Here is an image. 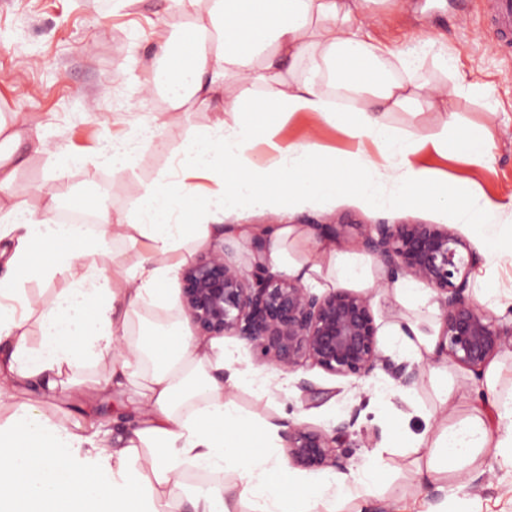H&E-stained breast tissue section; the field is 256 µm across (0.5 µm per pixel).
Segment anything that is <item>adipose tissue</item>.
I'll return each mask as SVG.
<instances>
[{
	"mask_svg": "<svg viewBox=\"0 0 512 512\" xmlns=\"http://www.w3.org/2000/svg\"><path fill=\"white\" fill-rule=\"evenodd\" d=\"M381 0H170L185 16L182 27L156 33L149 53L139 57L140 90L162 88L171 109L193 106L213 113L173 154L166 172L146 185L134 205L113 213L97 208L98 224H66L55 217L70 196L72 168L134 169L148 143L167 126L152 112L132 134L113 138L93 154H56L52 185L42 211L12 193L23 142L34 151L44 139L0 121V235L16 243L0 277V398L30 380L55 388L68 370L108 364L114 378L140 386L142 424L123 447L69 428L31 403L19 404L0 424V512H166L191 466L236 475L249 512H336L339 501L373 494L378 470L365 463L350 474H332L321 486L300 485L287 466L270 456L281 436L278 426H253L241 419L233 399L241 385L266 394L283 382L270 372L241 370L224 354L178 327H149L144 312L174 310L177 271L193 250L233 236L262 238L271 273L301 278L318 288L369 287V262L342 253L334 238L309 224H247V215L325 210L336 202L335 185H351L354 202L379 213L428 206L453 224L474 225L480 235L512 255V236L501 227L512 213L486 195L449 183L422 155L455 154L462 163L488 165L490 151L477 148L478 133L459 125L448 104L482 95L481 84L453 75L446 50L431 53L424 40L407 52L365 39L360 16ZM450 74L439 96L420 72L427 54ZM364 65L359 81L351 65ZM263 101L280 120L309 113L342 127L357 143L376 146V155L349 153L344 165L316 134L301 141L280 136L279 123L257 120ZM415 117L412 129L393 126L388 116ZM444 116L442 129L424 133L417 119ZM139 235L146 255L132 267L106 270L95 255L110 239ZM314 241L313 252L302 243ZM83 243L79 252L48 254V244ZM61 280L52 304L33 310L19 289L22 275ZM37 321L31 338L29 321ZM497 429L477 418L420 435L415 447L431 445L426 472L457 470L488 448L512 447V398L493 400Z\"/></svg>",
	"mask_w": 512,
	"mask_h": 512,
	"instance_id": "ef3b65f1",
	"label": "adipose tissue"
}]
</instances>
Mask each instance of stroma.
Segmentation results:
<instances>
[{
    "label": "stroma",
    "instance_id": "stroma-1",
    "mask_svg": "<svg viewBox=\"0 0 512 512\" xmlns=\"http://www.w3.org/2000/svg\"><path fill=\"white\" fill-rule=\"evenodd\" d=\"M494 0H385L360 21L374 39L405 51L423 39L446 46L454 71L484 86L485 97L461 96L451 109L470 127L489 125L492 159L488 166L471 167L455 159L429 157L430 165L447 171L449 180L470 183L495 200L512 203V43L497 39L491 26ZM165 0H0V115L29 134H41L47 151H26L12 191L29 205L44 207L40 189L60 150L95 153L115 136L130 132L148 112H164L168 125L161 138L144 152L135 172L104 169L87 175L72 171L69 183L80 193L110 210L128 209L145 184L169 166L172 151L196 129L208 125L209 112L193 107L169 111L161 94L142 101L138 73L131 62L147 45L157 26L183 24L182 16L168 13ZM495 106L494 123H487L488 106ZM297 224H341L345 231L336 247L358 253L357 240L365 225L385 222L440 224L443 216L430 209L369 213L349 197L339 196L327 210H307L293 218ZM459 233L481 255L479 274L492 277L497 296L483 305L512 322V256H496L490 244L469 225ZM372 306L379 326L420 319L425 328L439 327L440 308L412 307L393 289L374 291ZM84 379L81 389L51 391L33 383L17 385L12 397L0 401V423L17 404L37 403L49 417L68 427H96L112 436L125 435L142 419L137 398L127 387L105 385L111 371L102 366L76 368ZM282 392L268 396L250 387L236 390L234 400L245 421L293 427L306 424L328 430L348 416L360 414L342 449L349 470L361 466L379 442L394 446L378 460L376 497L344 502L343 512H512V467L502 465L493 449H486L462 472H451L427 483L422 476L428 448L414 447L429 419L455 424L479 416L480 395L486 382L471 371L443 359L431 364L418 384L398 386L387 370L363 381L338 377L304 365L283 374ZM309 380L319 397L303 399L297 384ZM447 380L453 396L441 405L438 380ZM225 486L235 512H247L239 497L240 482L231 474L197 476L186 468L179 498L170 512H191L189 499L198 486Z\"/></svg>",
    "mask_w": 512,
    "mask_h": 512
}]
</instances>
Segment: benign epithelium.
<instances>
[{"label":"benign epithelium","mask_w":512,"mask_h":512,"mask_svg":"<svg viewBox=\"0 0 512 512\" xmlns=\"http://www.w3.org/2000/svg\"><path fill=\"white\" fill-rule=\"evenodd\" d=\"M359 246L383 265L387 281L409 275L436 293L442 310L438 349L482 380L506 337H512V326L501 325L470 295L469 278L482 258L467 240L444 224L378 223L367 225ZM180 305L198 334L244 339L263 363L280 371L294 372L309 361L357 380L380 367L401 386L420 380L421 365L395 364L383 356L364 293L336 288L318 294L297 279L269 273L259 261L242 268L215 248L182 270ZM357 418L355 407L329 432L295 426L288 438L289 462L308 469L346 468L334 449Z\"/></svg>","instance_id":"7a95c632"}]
</instances>
